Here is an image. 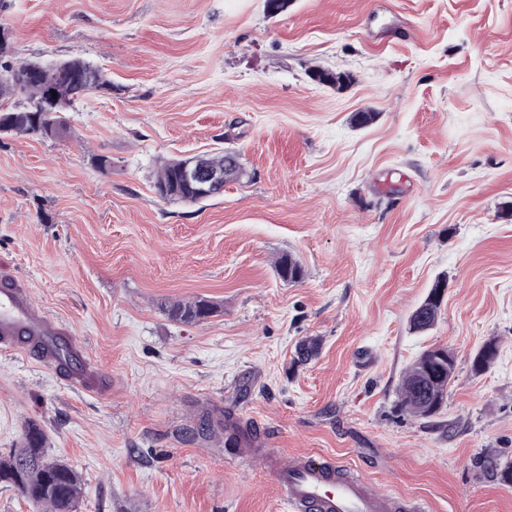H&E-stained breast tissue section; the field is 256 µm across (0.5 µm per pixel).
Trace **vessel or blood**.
<instances>
[{"instance_id":"b4317fda","label":"vessel or blood","mask_w":512,"mask_h":512,"mask_svg":"<svg viewBox=\"0 0 512 512\" xmlns=\"http://www.w3.org/2000/svg\"><path fill=\"white\" fill-rule=\"evenodd\" d=\"M43 348L42 360L57 364V351L68 349L77 359L67 381L89 388L93 369L79 357L80 346L70 331L41 310L30 293L12 280L0 285V349L22 352ZM259 463L271 466L288 512H393L397 498L376 490L341 463L313 456L285 460L266 452Z\"/></svg>"}]
</instances>
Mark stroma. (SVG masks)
Instances as JSON below:
<instances>
[{
  "label": "stroma",
  "mask_w": 512,
  "mask_h": 512,
  "mask_svg": "<svg viewBox=\"0 0 512 512\" xmlns=\"http://www.w3.org/2000/svg\"><path fill=\"white\" fill-rule=\"evenodd\" d=\"M11 3L15 58H83L112 88L62 136L0 134V268L98 385L0 352V455L39 424L82 477L78 512H284L233 435L428 512H512L482 465L512 458V0ZM364 111L377 120L351 124ZM221 149L245 171L223 194H155L160 162ZM284 254L300 282L277 276ZM440 278L436 325L410 331ZM184 299L216 311L169 320ZM435 346L456 355L445 404L401 412L403 372ZM276 274L283 282L297 283L303 279L304 269L302 265L289 255H282L274 265ZM213 306L204 300H176L165 303L162 310L169 318L187 324L198 323L213 314Z\"/></svg>",
  "instance_id": "obj_1"
}]
</instances>
